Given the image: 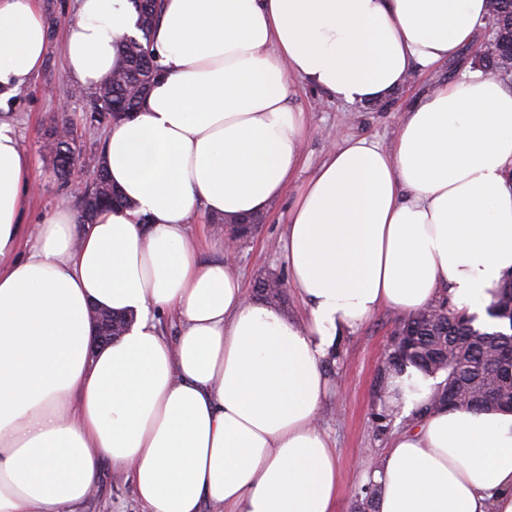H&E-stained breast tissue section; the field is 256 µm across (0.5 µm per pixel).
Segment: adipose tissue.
Listing matches in <instances>:
<instances>
[{"mask_svg": "<svg viewBox=\"0 0 512 512\" xmlns=\"http://www.w3.org/2000/svg\"><path fill=\"white\" fill-rule=\"evenodd\" d=\"M75 12L66 73L91 91L137 14L131 0ZM488 18V0H162L160 74L102 152L129 205L82 226L64 204L24 224L30 162L0 123V512H78L105 461L147 512H335L336 453L314 420L344 335L442 299L496 324L486 308L512 273V88L469 74L432 88L392 150L329 152L283 240L304 320L250 300L230 261L202 260L188 219L232 222L286 192L305 133L290 78L381 101L476 44ZM47 51L33 0H0V95ZM95 308L134 316L96 351ZM399 382L396 408L427 413L382 455L377 512H512V411L431 408L437 380L412 367Z\"/></svg>", "mask_w": 512, "mask_h": 512, "instance_id": "adipose-tissue-1", "label": "adipose tissue"}]
</instances>
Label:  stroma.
<instances>
[{"instance_id": "1", "label": "stroma", "mask_w": 512, "mask_h": 512, "mask_svg": "<svg viewBox=\"0 0 512 512\" xmlns=\"http://www.w3.org/2000/svg\"><path fill=\"white\" fill-rule=\"evenodd\" d=\"M48 23L49 50L39 74L17 94L0 100V112L7 113L15 135L32 161L31 193L24 221L34 225L60 202L76 204L89 184L100 159L105 128L86 125L88 98H73L69 92L61 43L67 23L76 17L74 0H34ZM475 51L465 48L457 58L418 74L415 83L395 96L371 104H342L326 93L291 79L288 103L303 113L305 137L298 171L287 192L263 212L257 233L239 245L236 267L245 287H253L269 274L286 275L281 244L298 186L307 182L327 152L348 139H366L391 149L407 112L417 107L432 84H452L475 71ZM82 123L77 143L76 166L67 182L57 180L52 163L42 150L50 130L61 117ZM400 319L397 311L385 308L365 324L346 335L338 354L326 371L331 391L322 404L317 425L336 450L341 484L335 512H356V489L368 481L393 434L403 425L394 418L386 433L375 431L372 415L380 408L376 377L384 361L391 333ZM82 512H143L127 473L103 465L95 495L89 496Z\"/></svg>"}]
</instances>
